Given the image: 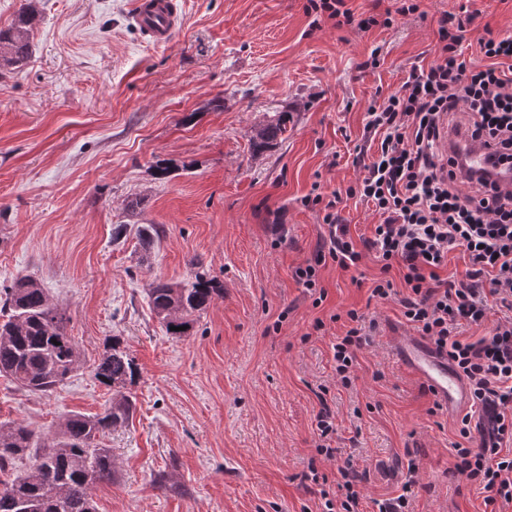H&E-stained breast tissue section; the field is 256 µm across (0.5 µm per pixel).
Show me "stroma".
<instances>
[{"instance_id":"stroma-1","label":"stroma","mask_w":512,"mask_h":512,"mask_svg":"<svg viewBox=\"0 0 512 512\" xmlns=\"http://www.w3.org/2000/svg\"><path fill=\"white\" fill-rule=\"evenodd\" d=\"M134 2L37 0L31 57L0 78V289L40 282L84 359L48 394L0 376V423L44 438L61 416L103 413L114 393L93 368L116 336L140 377L132 419L101 441L116 470L93 491L97 512H321L310 468L333 485L348 463L365 512L401 494L409 512H512L485 506L455 471L460 417L398 360L396 336L414 329L398 299H372L374 252L322 267L318 306L293 277L328 239L301 197L356 180L368 105L432 61L438 21L462 0H417V13L367 31L310 29L306 0H180L182 27L164 46L141 39ZM481 7L463 42L478 65L485 28L512 34V0ZM283 111L287 139L252 154L255 125ZM159 160L176 175L156 179ZM135 197L142 208L126 211ZM142 224L161 229L147 245ZM198 266L224 294L191 335L168 336L146 287ZM351 309L378 328L345 387L331 346ZM325 405L332 461L316 451Z\"/></svg>"}]
</instances>
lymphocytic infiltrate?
Here are the masks:
<instances>
[{"label":"lymphocytic infiltrate","instance_id":"obj_1","mask_svg":"<svg viewBox=\"0 0 512 512\" xmlns=\"http://www.w3.org/2000/svg\"><path fill=\"white\" fill-rule=\"evenodd\" d=\"M417 10L412 0L368 17L355 16L346 0H307L305 6L312 27L329 20L365 31ZM477 16L465 5L443 15L433 60L412 65L399 91L369 104L364 142L356 150L363 169L357 182L328 198L318 191L302 197V206L321 213L329 245L297 267L294 278L316 294L320 267L332 262L350 269L368 249L380 263L371 296L385 301L396 287L389 274L401 269L403 316L469 383L479 438L474 447L458 448L456 469L482 484L490 505L500 498L512 502V455L503 451L512 443V316L473 341L460 339L458 330L484 322L489 301L512 312V191L482 198V181L457 173L455 160L438 151L445 126L461 125L498 157H512V34L480 38L484 62H468L462 43ZM343 196L359 198L380 218L363 244H355L336 210ZM458 248L470 268L465 281L452 284L438 271ZM347 316L350 329L332 345L336 377L345 386L367 341L363 316L354 309ZM474 419L462 417L461 435H469Z\"/></svg>","mask_w":512,"mask_h":512}]
</instances>
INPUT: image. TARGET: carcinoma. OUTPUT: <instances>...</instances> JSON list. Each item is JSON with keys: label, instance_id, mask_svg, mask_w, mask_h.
<instances>
[{"label": "carcinoma", "instance_id": "cac0c4a2", "mask_svg": "<svg viewBox=\"0 0 512 512\" xmlns=\"http://www.w3.org/2000/svg\"><path fill=\"white\" fill-rule=\"evenodd\" d=\"M36 20L28 4L15 22L0 29V68L22 66L30 57V30ZM287 113L277 112L255 129L253 153L272 148L288 132ZM224 286L206 271L184 283L153 279L150 306L170 336H185ZM0 374L32 393H47L82 366L81 352L67 335L66 317L36 279L26 276L0 290ZM139 375L133 357L117 337L107 341L94 378L119 398L101 414L64 416L50 437H35L21 423H0V512H96L93 487L112 480L111 450L100 437L126 424L135 403L125 390ZM28 460L23 470L15 469Z\"/></svg>", "mask_w": 512, "mask_h": 512}]
</instances>
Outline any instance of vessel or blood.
Instances as JSON below:
<instances>
[{
  "mask_svg": "<svg viewBox=\"0 0 512 512\" xmlns=\"http://www.w3.org/2000/svg\"><path fill=\"white\" fill-rule=\"evenodd\" d=\"M133 21L147 42L167 44L180 21L178 0H137ZM444 143L467 168L485 171L491 168L488 149L466 133L450 132ZM395 349L401 363L425 383L442 407L453 412L466 405L469 394L464 380L433 346L418 336H400Z\"/></svg>",
  "mask_w": 512,
  "mask_h": 512,
  "instance_id": "obj_1",
  "label": "vessel or blood"
}]
</instances>
